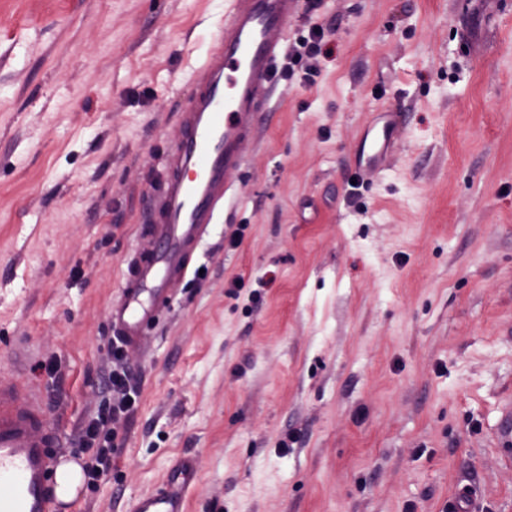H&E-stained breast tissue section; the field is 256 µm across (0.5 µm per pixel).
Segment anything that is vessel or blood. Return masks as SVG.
I'll return each mask as SVG.
<instances>
[{"instance_id": "vessel-or-blood-1", "label": "vessel or blood", "mask_w": 512, "mask_h": 512, "mask_svg": "<svg viewBox=\"0 0 512 512\" xmlns=\"http://www.w3.org/2000/svg\"><path fill=\"white\" fill-rule=\"evenodd\" d=\"M299 0H233L200 68L196 90L182 111L180 134L166 152L157 201L127 264L120 297L110 306L112 332L132 351L146 350L150 331L169 308L175 283L208 235L243 165V144L263 119L281 45ZM400 112L365 128L352 167L359 177L381 169L394 145ZM32 385L0 382V512H58L53 477L61 438ZM196 470L186 458L163 485L139 496L132 512H187Z\"/></svg>"}]
</instances>
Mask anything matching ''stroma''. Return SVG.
<instances>
[{"instance_id": "obj_1", "label": "stroma", "mask_w": 512, "mask_h": 512, "mask_svg": "<svg viewBox=\"0 0 512 512\" xmlns=\"http://www.w3.org/2000/svg\"><path fill=\"white\" fill-rule=\"evenodd\" d=\"M232 0H0V380L64 457L108 398L109 309ZM312 82L277 65L236 186L145 354L112 474L181 458L188 512H512V0H321ZM403 112L386 167L349 158ZM243 228L242 243L227 239Z\"/></svg>"}]
</instances>
